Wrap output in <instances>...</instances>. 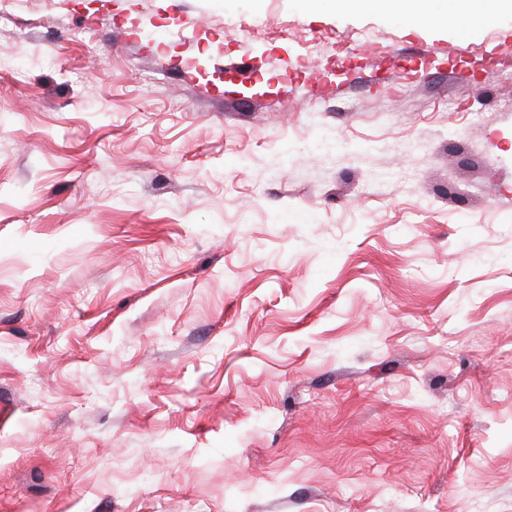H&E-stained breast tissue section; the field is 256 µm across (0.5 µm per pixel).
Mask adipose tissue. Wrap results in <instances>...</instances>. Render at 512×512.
I'll list each match as a JSON object with an SVG mask.
<instances>
[{
  "instance_id": "obj_1",
  "label": "adipose tissue",
  "mask_w": 512,
  "mask_h": 512,
  "mask_svg": "<svg viewBox=\"0 0 512 512\" xmlns=\"http://www.w3.org/2000/svg\"><path fill=\"white\" fill-rule=\"evenodd\" d=\"M341 4L356 9L384 8L409 20L427 18L434 24L465 20L475 22L491 19L493 11H512V0H495L494 9H487L483 0H448L446 9L430 10L431 0H340Z\"/></svg>"
}]
</instances>
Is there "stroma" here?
I'll return each instance as SVG.
<instances>
[{
	"mask_svg": "<svg viewBox=\"0 0 512 512\" xmlns=\"http://www.w3.org/2000/svg\"><path fill=\"white\" fill-rule=\"evenodd\" d=\"M11 13L0 512H512V12Z\"/></svg>",
	"mask_w": 512,
	"mask_h": 512,
	"instance_id": "obj_1",
	"label": "stroma"
}]
</instances>
